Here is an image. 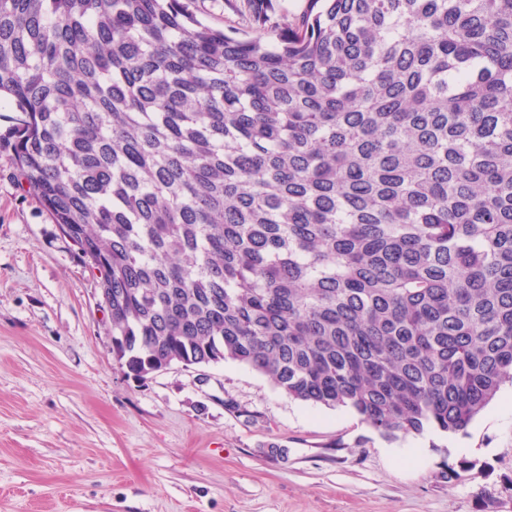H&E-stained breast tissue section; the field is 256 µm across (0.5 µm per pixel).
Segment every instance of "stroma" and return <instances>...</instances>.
I'll return each instance as SVG.
<instances>
[{
    "label": "stroma",
    "mask_w": 512,
    "mask_h": 512,
    "mask_svg": "<svg viewBox=\"0 0 512 512\" xmlns=\"http://www.w3.org/2000/svg\"><path fill=\"white\" fill-rule=\"evenodd\" d=\"M195 6L227 29L250 9ZM12 117L1 101L0 512H512L511 383L466 433L389 440L232 361L127 377L98 271L14 175Z\"/></svg>",
    "instance_id": "1"
}]
</instances>
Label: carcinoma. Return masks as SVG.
Returning <instances> with one entry per match:
<instances>
[{
    "mask_svg": "<svg viewBox=\"0 0 512 512\" xmlns=\"http://www.w3.org/2000/svg\"><path fill=\"white\" fill-rule=\"evenodd\" d=\"M0 0L13 167L143 381L226 360L382 437L512 382V0ZM198 16L208 24L216 27H246L250 4L247 0H196Z\"/></svg>",
    "mask_w": 512,
    "mask_h": 512,
    "instance_id": "1",
    "label": "carcinoma"
}]
</instances>
